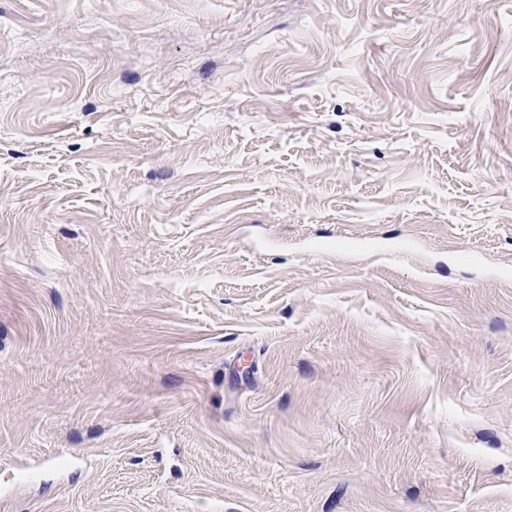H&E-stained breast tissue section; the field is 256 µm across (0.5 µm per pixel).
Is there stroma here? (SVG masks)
<instances>
[{
  "label": "stroma",
  "instance_id": "obj_1",
  "mask_svg": "<svg viewBox=\"0 0 512 512\" xmlns=\"http://www.w3.org/2000/svg\"><path fill=\"white\" fill-rule=\"evenodd\" d=\"M0 512H512V0H0Z\"/></svg>",
  "mask_w": 512,
  "mask_h": 512
}]
</instances>
